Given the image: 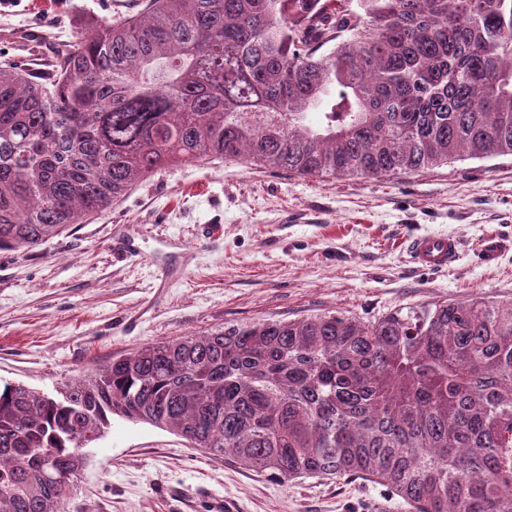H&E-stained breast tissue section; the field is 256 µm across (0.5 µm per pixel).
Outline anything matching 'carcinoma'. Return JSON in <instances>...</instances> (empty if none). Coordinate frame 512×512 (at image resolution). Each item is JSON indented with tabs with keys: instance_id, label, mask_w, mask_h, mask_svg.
Returning <instances> with one entry per match:
<instances>
[{
	"instance_id": "obj_1",
	"label": "carcinoma",
	"mask_w": 512,
	"mask_h": 512,
	"mask_svg": "<svg viewBox=\"0 0 512 512\" xmlns=\"http://www.w3.org/2000/svg\"><path fill=\"white\" fill-rule=\"evenodd\" d=\"M512 155V0H136L0 61V250L173 163L324 179ZM114 416L281 479L353 476L413 512H512V301L213 327L51 396L0 387V512H67L74 437Z\"/></svg>"
}]
</instances>
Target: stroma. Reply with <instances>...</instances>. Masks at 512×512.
I'll use <instances>...</instances> for the list:
<instances>
[{"mask_svg":"<svg viewBox=\"0 0 512 512\" xmlns=\"http://www.w3.org/2000/svg\"><path fill=\"white\" fill-rule=\"evenodd\" d=\"M131 0H0V57L29 60ZM460 245L452 268H418L410 237ZM512 241V155L413 175L326 180L244 164L168 165L101 216L29 251H0V383L52 394L140 346L214 326L341 313L364 322L406 306L512 300V249L479 263L487 235ZM134 237L140 253L113 244ZM192 254L157 295L160 241ZM69 512H409L359 478L283 480L118 417L88 445Z\"/></svg>","mask_w":512,"mask_h":512,"instance_id":"stroma-1","label":"stroma"}]
</instances>
